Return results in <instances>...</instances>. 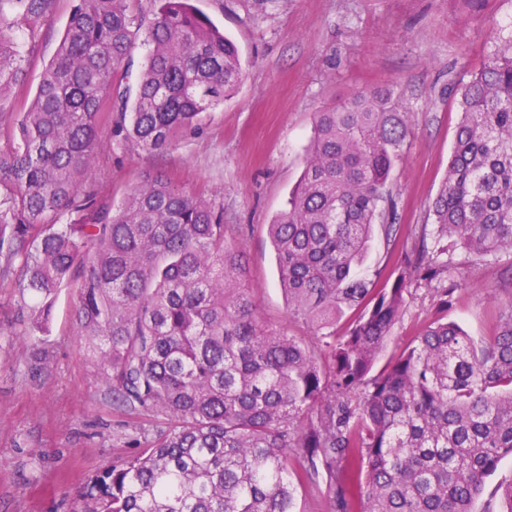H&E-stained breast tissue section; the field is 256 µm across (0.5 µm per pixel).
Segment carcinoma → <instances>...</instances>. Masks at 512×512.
<instances>
[{
    "instance_id": "cac0c4a2",
    "label": "carcinoma",
    "mask_w": 512,
    "mask_h": 512,
    "mask_svg": "<svg viewBox=\"0 0 512 512\" xmlns=\"http://www.w3.org/2000/svg\"><path fill=\"white\" fill-rule=\"evenodd\" d=\"M23 17L54 0H13ZM78 0L32 108L0 112V277L22 260L21 288L47 299L76 286L74 325L113 404L172 426L92 474L67 512H301L290 461L326 483L339 512H474L487 477L512 456V302L480 342L438 318L372 369L413 282L448 305V245L481 258L512 253V35L460 89L448 175L432 201L436 246L394 270L361 271L373 226L387 249L390 177L409 134L391 86L316 114L286 207L268 225L303 339L255 314L247 257L224 212L162 177L115 206L82 188L114 141L157 151L242 84L236 44L190 0ZM150 46L135 97L114 79L138 32ZM0 12V96L26 82ZM346 318L336 332V321ZM30 307L24 343L46 333ZM490 497L512 512V477Z\"/></svg>"
}]
</instances>
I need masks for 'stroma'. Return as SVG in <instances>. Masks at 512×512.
<instances>
[{"label": "stroma", "mask_w": 512, "mask_h": 512, "mask_svg": "<svg viewBox=\"0 0 512 512\" xmlns=\"http://www.w3.org/2000/svg\"><path fill=\"white\" fill-rule=\"evenodd\" d=\"M77 0L11 30L28 70L24 91L0 98V112H24L35 100ZM238 46L245 78L236 94L202 114L199 128L158 151L124 143L98 150L89 184L121 200L147 177L163 175L186 194L224 212L225 236L245 252L256 312L267 324L314 342L310 323L288 307L267 226L281 212L304 169L316 113L356 91L391 84L409 117V135L390 191L402 226L399 253L374 231L367 268H394L401 253L434 245L429 204L448 174L459 89L483 65L492 37L474 19L471 0H193ZM458 282L448 318L474 339L494 335L512 254L474 258L448 252ZM381 354L404 349L438 308L434 291L414 284ZM45 348L18 341L30 298L17 278H0V512H65L81 482L106 463L130 456L134 443L171 425L163 414L113 407L73 327L75 289L50 297Z\"/></svg>", "instance_id": "obj_1"}]
</instances>
